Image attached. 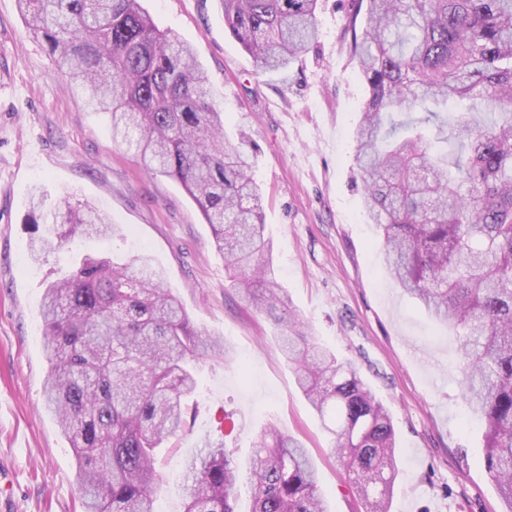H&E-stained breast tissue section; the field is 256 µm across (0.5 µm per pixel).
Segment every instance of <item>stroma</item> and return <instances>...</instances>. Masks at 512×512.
Masks as SVG:
<instances>
[{
  "label": "stroma",
  "instance_id": "1",
  "mask_svg": "<svg viewBox=\"0 0 512 512\" xmlns=\"http://www.w3.org/2000/svg\"><path fill=\"white\" fill-rule=\"evenodd\" d=\"M141 5L193 48L226 137L251 136L276 280L292 310L318 346L355 366L391 416L400 451L391 512H504L485 468L483 429L464 421L457 342L387 274L366 214L354 161L366 89L351 50L350 0H319L312 50L288 72L263 76L225 27L219 0ZM36 186L52 204L95 202L115 236L77 237L32 261L31 240L48 222L30 210ZM141 249L193 326L224 339L232 355L199 365V409L161 451L156 512H183L184 491L171 477L218 437L225 409L240 428L226 441L240 465L261 429L291 433L309 452L330 512H356L329 437L278 351L277 329L242 301L197 205L177 180L146 175L132 151L113 143L107 117L66 86L17 0H0V476L8 512H83L75 454L43 404L45 288L82 254L124 263Z\"/></svg>",
  "mask_w": 512,
  "mask_h": 512
}]
</instances>
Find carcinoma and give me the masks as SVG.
Here are the masks:
<instances>
[{"label":"carcinoma","instance_id":"carcinoma-1","mask_svg":"<svg viewBox=\"0 0 512 512\" xmlns=\"http://www.w3.org/2000/svg\"><path fill=\"white\" fill-rule=\"evenodd\" d=\"M255 74H282L317 36L318 0H220ZM69 85L109 115L112 141L176 179L212 227L235 285L279 330L277 347L330 436L358 512H390L397 477L389 412L355 367L313 345L276 282L245 133L224 113L191 47L140 0H18ZM367 98L355 132L366 213L404 292L458 341L462 398L484 421L487 472L512 512V0H351ZM480 99L448 115V101ZM75 236L107 239L90 202L63 199L36 260ZM45 405L73 448L85 512H155L165 442L197 406V362L223 341L192 326L147 254H88L45 290ZM184 512H328L302 442L254 435L246 469L224 440L186 464Z\"/></svg>","mask_w":512,"mask_h":512}]
</instances>
